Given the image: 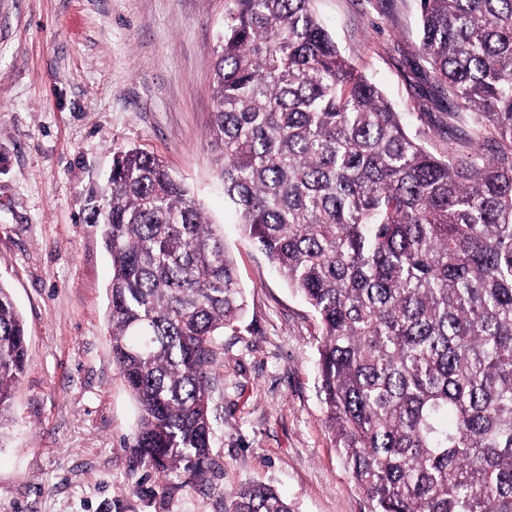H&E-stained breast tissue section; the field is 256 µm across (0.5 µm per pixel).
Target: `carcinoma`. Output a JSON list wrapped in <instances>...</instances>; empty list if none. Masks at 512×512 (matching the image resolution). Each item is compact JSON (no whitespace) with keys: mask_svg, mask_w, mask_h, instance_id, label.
I'll return each instance as SVG.
<instances>
[{"mask_svg":"<svg viewBox=\"0 0 512 512\" xmlns=\"http://www.w3.org/2000/svg\"><path fill=\"white\" fill-rule=\"evenodd\" d=\"M208 147L240 229L319 326L325 422L370 512H512V0H419L448 152L407 131L314 0H228ZM89 199L112 257V364L130 449L202 481L215 345L245 306L220 229L157 156L117 149ZM27 336L0 284V431ZM224 512H294L273 487Z\"/></svg>","mask_w":512,"mask_h":512,"instance_id":"1","label":"carcinoma"}]
</instances>
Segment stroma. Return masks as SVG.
Returning <instances> with one entry per match:
<instances>
[{"label":"stroma","mask_w":512,"mask_h":512,"mask_svg":"<svg viewBox=\"0 0 512 512\" xmlns=\"http://www.w3.org/2000/svg\"><path fill=\"white\" fill-rule=\"evenodd\" d=\"M225 0H0V283L27 362L0 432V512H224V494L274 486L296 512H369L324 420L319 325L242 235L207 142ZM341 52L417 114L416 0H315ZM138 147L183 179L237 266L246 297L214 367L217 428L205 481L161 491L128 444L137 406L112 364L111 259L88 224L112 152Z\"/></svg>","instance_id":"35a3bbf8"}]
</instances>
